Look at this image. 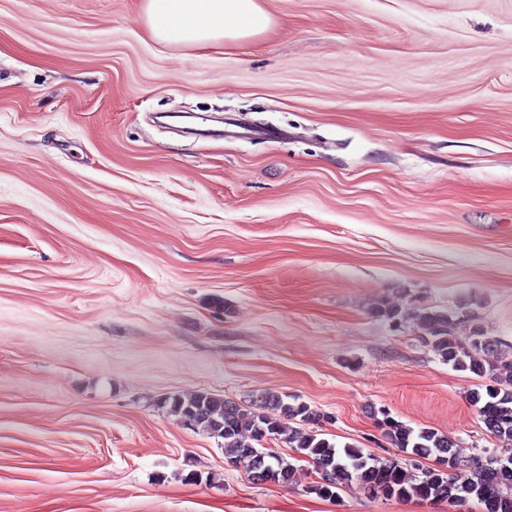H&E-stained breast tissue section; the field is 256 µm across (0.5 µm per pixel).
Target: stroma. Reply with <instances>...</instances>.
<instances>
[{"label":"stroma","mask_w":512,"mask_h":512,"mask_svg":"<svg viewBox=\"0 0 512 512\" xmlns=\"http://www.w3.org/2000/svg\"><path fill=\"white\" fill-rule=\"evenodd\" d=\"M143 5L0 0V512H454L252 483L167 400L498 448L413 313L512 363V0H265L207 49ZM265 405H272L277 408H280L281 411H283V414L288 417V419H295L297 417H300L301 422H317L319 423L322 419L325 418L324 415H320L318 413H315L305 404H299V405H289L285 404L281 397H279L276 394L269 393L267 394L264 399L263 403Z\"/></svg>","instance_id":"obj_1"}]
</instances>
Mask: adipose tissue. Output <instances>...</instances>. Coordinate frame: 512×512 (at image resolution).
<instances>
[{
	"label": "adipose tissue",
	"instance_id": "ef3b65f1",
	"mask_svg": "<svg viewBox=\"0 0 512 512\" xmlns=\"http://www.w3.org/2000/svg\"><path fill=\"white\" fill-rule=\"evenodd\" d=\"M145 11L151 39L201 48L248 41L272 23L261 0H146Z\"/></svg>",
	"mask_w": 512,
	"mask_h": 512
}]
</instances>
